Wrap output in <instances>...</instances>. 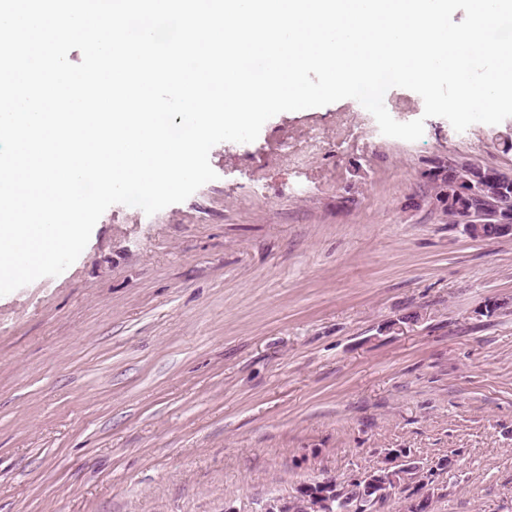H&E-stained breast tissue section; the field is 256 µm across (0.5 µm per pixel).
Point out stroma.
I'll list each match as a JSON object with an SVG mask.
<instances>
[{"label":"stroma","mask_w":512,"mask_h":512,"mask_svg":"<svg viewBox=\"0 0 512 512\" xmlns=\"http://www.w3.org/2000/svg\"><path fill=\"white\" fill-rule=\"evenodd\" d=\"M424 120L279 113L0 296V512H260L393 448L450 459L434 512H512V238L449 223L436 178L512 174V117Z\"/></svg>","instance_id":"obj_1"}]
</instances>
